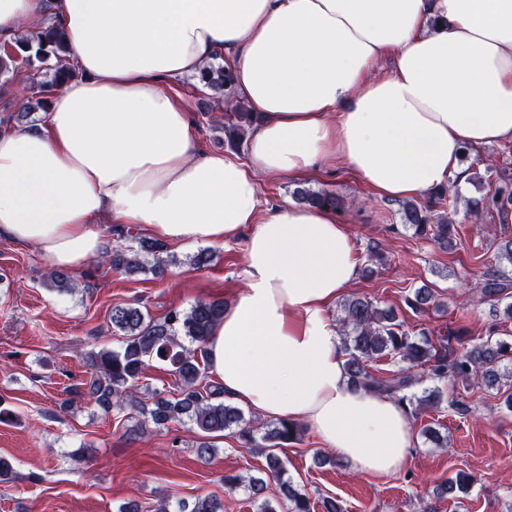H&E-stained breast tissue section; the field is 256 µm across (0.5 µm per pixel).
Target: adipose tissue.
Instances as JSON below:
<instances>
[{
    "instance_id": "adipose-tissue-1",
    "label": "adipose tissue",
    "mask_w": 512,
    "mask_h": 512,
    "mask_svg": "<svg viewBox=\"0 0 512 512\" xmlns=\"http://www.w3.org/2000/svg\"><path fill=\"white\" fill-rule=\"evenodd\" d=\"M47 14L82 77L44 125L0 134V237L77 270L106 248L103 217L183 244L253 225L210 374L355 471L398 469L410 418L350 383L332 317L354 241L332 209L264 206L258 178L337 163L389 199L464 183V149L512 141V0H0V37ZM219 54L256 115L242 160L201 149L176 88Z\"/></svg>"
}]
</instances>
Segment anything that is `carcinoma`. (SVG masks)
<instances>
[{"label": "carcinoma", "instance_id": "carcinoma-1", "mask_svg": "<svg viewBox=\"0 0 512 512\" xmlns=\"http://www.w3.org/2000/svg\"><path fill=\"white\" fill-rule=\"evenodd\" d=\"M35 44L28 45L30 55L22 63L31 65V57L40 63L51 65L53 76L48 83H35L38 94L48 95L69 82L72 76L70 63L65 58L63 32L60 27L49 22L34 36ZM198 82L209 89L220 90L224 100L235 99L233 76L224 66L210 64L198 75ZM224 136L234 150L241 148L245 132L253 123V114L239 103L224 113ZM293 198L302 204L328 206L336 211L343 208L342 198L330 191L310 190L298 187ZM456 196L452 190L440 187L430 191V201L426 206L414 202L402 205V224L414 230L420 237L429 238L446 249L453 248L456 232L452 214L456 213ZM469 212L505 214L512 208V192L504 187H491L478 198L468 200ZM167 244L156 239L141 238L138 246H116L108 261L116 269L128 273L142 271L145 266L157 276L167 270ZM50 286L60 292L73 288L72 277L62 269L49 275ZM483 298L490 303L492 310L512 294V276L499 269H491L482 274L478 283ZM438 294L435 289L422 285L406 298V305L412 311L421 313L436 304ZM342 342L348 352L347 373L351 382L358 386L373 389L390 396L409 410L413 416L436 408L441 403L438 390H423L420 396L407 395V391L421 383V371H427L433 380L452 379L465 385L476 382L487 389L501 390L500 367L507 360L512 361V340L494 336L474 344L462 345L457 349L449 338H434L423 335L411 337L404 329L405 323L391 308H381L376 300L358 295H350L340 303ZM224 319V301L202 300L187 312L174 310L164 319L155 320L134 304L112 308L110 322L122 332V346L117 350L102 348L84 354L86 366L91 376L84 383L85 390H77L104 413L123 409L125 403L138 406L133 396L137 383L150 359L156 357L172 366L176 377L177 392L169 397L159 393L152 396V407L142 409L156 425L171 420L186 419L200 433L197 445L198 454L210 455L214 447L210 440L228 432L236 436L245 448H252L264 455L267 479L240 476H224V487L235 490L248 483L254 501L258 502L257 512H315V504L308 493L294 487L284 478L285 463L277 449L300 440L301 426L295 422L281 420L265 430L261 438H256L252 420L245 417L243 409L224 402V392L217 385L204 382L208 367L206 344L217 324ZM184 337L195 348L188 349L179 341ZM400 358L408 366L394 370L387 376L379 375L373 364L387 358ZM278 484L279 499L272 501L266 497L268 482ZM224 505L210 497H198L192 502L182 501L177 512H223Z\"/></svg>", "mask_w": 512, "mask_h": 512}]
</instances>
